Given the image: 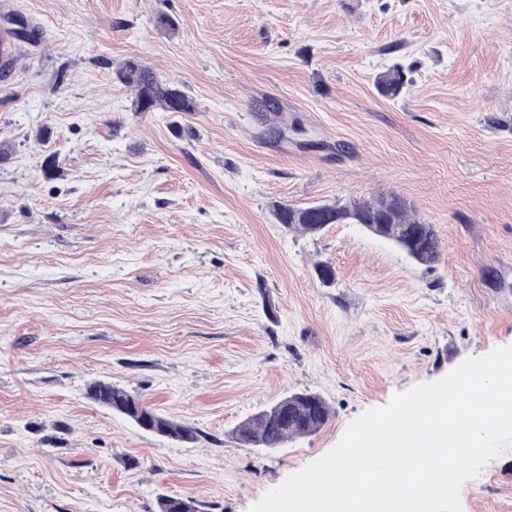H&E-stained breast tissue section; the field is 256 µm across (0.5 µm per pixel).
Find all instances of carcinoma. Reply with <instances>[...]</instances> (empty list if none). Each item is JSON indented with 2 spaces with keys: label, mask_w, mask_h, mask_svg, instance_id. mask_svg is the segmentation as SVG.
<instances>
[{
  "label": "carcinoma",
  "mask_w": 512,
  "mask_h": 512,
  "mask_svg": "<svg viewBox=\"0 0 512 512\" xmlns=\"http://www.w3.org/2000/svg\"><path fill=\"white\" fill-rule=\"evenodd\" d=\"M112 79L135 91L138 112H190L193 104L174 83L157 77L143 62L130 58L112 70ZM407 75L403 67L394 65L380 74L376 85L385 97L396 98L403 91ZM278 223L287 229H299L317 236L327 224H385L393 236L386 240L399 244L407 227L420 230L407 255L421 264H433L441 258V242L433 225L415 216L414 205L395 193L372 200H353L346 204H315L303 209L281 206L275 212ZM87 396L94 403L117 412L133 422L147 418L151 433L183 444L199 440L198 430L178 423L156 412L136 393L108 382L94 381L87 386ZM330 408L319 394L309 391L291 393L255 413L235 430L236 440L254 448H281L290 438L319 431L329 420Z\"/></svg>",
  "instance_id": "carcinoma-1"
}]
</instances>
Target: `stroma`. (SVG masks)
Segmentation results:
<instances>
[{"mask_svg": "<svg viewBox=\"0 0 512 512\" xmlns=\"http://www.w3.org/2000/svg\"><path fill=\"white\" fill-rule=\"evenodd\" d=\"M13 19L37 35L0 80V512H249L364 411L512 345V0H0V35ZM128 58L193 111H135L112 79ZM397 62L390 100L374 81ZM389 192L438 263L274 217ZM93 381L198 442L93 403ZM303 390L322 430L236 440ZM460 499L512 512V450ZM87 396L94 403L127 417L137 425L138 421L146 417L152 429L148 433L167 437L183 444H194L199 440L195 427L162 416L138 394L112 383L91 382L87 386Z\"/></svg>", "mask_w": 512, "mask_h": 512, "instance_id": "35a3bbf8", "label": "stroma"}]
</instances>
